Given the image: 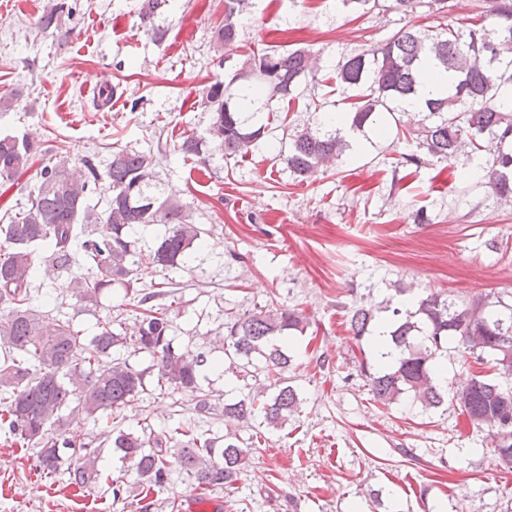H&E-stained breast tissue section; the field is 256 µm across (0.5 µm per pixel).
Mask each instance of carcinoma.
Returning <instances> with one entry per match:
<instances>
[{
    "instance_id": "carcinoma-1",
    "label": "carcinoma",
    "mask_w": 512,
    "mask_h": 512,
    "mask_svg": "<svg viewBox=\"0 0 512 512\" xmlns=\"http://www.w3.org/2000/svg\"><path fill=\"white\" fill-rule=\"evenodd\" d=\"M166 0H140L138 16L156 41L166 35L156 23ZM408 18L382 45L349 55L338 62L335 86L352 93L349 126L326 123L291 131L280 160L304 182L330 161H340L354 144L368 138V130L387 114L396 118L417 94V79L429 65L448 73L449 90L424 102L419 125L406 134L419 140L426 155L450 160L462 138L495 146L487 170L488 184L501 198L512 201V0H493L491 27L453 31L445 24L449 0H394ZM252 0H224V23L215 31L217 43L231 52L240 41L238 18ZM426 7L442 19L434 30L418 28L410 18ZM60 12L47 6L38 28L59 29ZM249 77L224 76L203 92L201 104L211 113L207 141L182 137L178 151L210 165L213 151L222 158L251 154L269 135L265 113L295 98L301 83L315 80L311 54L304 49H267L252 52L242 64ZM43 166L20 184L32 160ZM157 155L152 150L118 147L101 172L86 157L82 167L70 165L27 136H0V186H19L25 200H16L0 216V423L14 442L37 448V469L47 476L60 472L70 483L85 487L97 476L102 449L89 448L65 437L68 415L97 419L122 413L146 391L145 379L156 374L157 384L195 399L201 416H224L220 435L178 424L159 433L112 429V450L121 462L135 465L144 496L162 490L170 480L168 455L177 451L180 471L205 495L222 491L240 478L261 430H281L303 402L290 384L293 366L290 339L306 331L308 323L295 310L273 305L224 313V375L254 384L234 386L224 395L200 394L201 380L215 368L203 351L175 349L171 309L156 303L168 294L157 283L138 250L141 229H163L153 263L194 271L198 253L207 246L203 229L188 206L158 189ZM108 181L111 194L104 206L92 202L99 184ZM72 277L74 297L96 307L107 288H123L137 299L131 328L117 329L106 316L97 322L90 341L82 338L72 320L59 319L42 330L48 312L35 305L46 281L55 274ZM398 300H386L389 326L387 352L361 363L374 401L391 405L411 399L423 412L448 410L459 404L474 428H485L500 464L512 469V304L480 297L458 302L431 293L407 306L412 289H395ZM349 329L358 343L372 341L379 319L362 306L348 315ZM455 345L461 358L476 357L491 365L495 377L478 375L453 395L436 378V362ZM139 354L150 357L141 368L130 362ZM248 432V437L241 432Z\"/></svg>"
}]
</instances>
